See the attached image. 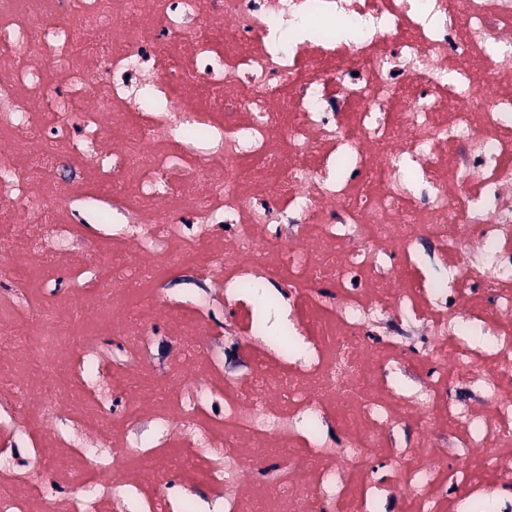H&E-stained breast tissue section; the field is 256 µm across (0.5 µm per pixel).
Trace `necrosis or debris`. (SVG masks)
<instances>
[{"label":"necrosis or debris","instance_id":"necrosis-or-debris-1","mask_svg":"<svg viewBox=\"0 0 512 512\" xmlns=\"http://www.w3.org/2000/svg\"><path fill=\"white\" fill-rule=\"evenodd\" d=\"M0 129V512H512V0H0Z\"/></svg>","mask_w":512,"mask_h":512}]
</instances>
